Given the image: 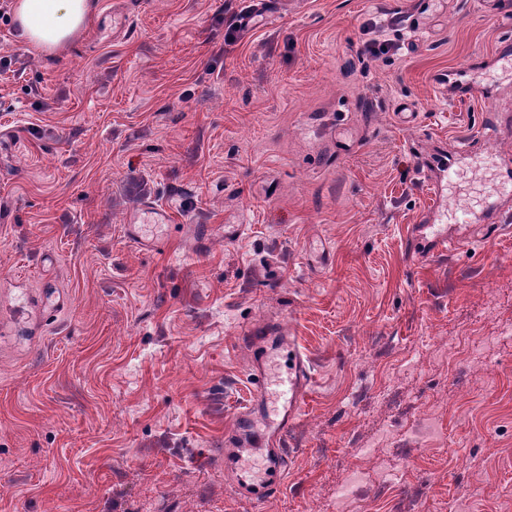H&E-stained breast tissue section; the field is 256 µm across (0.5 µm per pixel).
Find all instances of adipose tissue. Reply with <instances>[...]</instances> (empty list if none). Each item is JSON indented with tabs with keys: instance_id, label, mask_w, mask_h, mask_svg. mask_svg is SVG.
<instances>
[{
	"instance_id": "obj_1",
	"label": "adipose tissue",
	"mask_w": 512,
	"mask_h": 512,
	"mask_svg": "<svg viewBox=\"0 0 512 512\" xmlns=\"http://www.w3.org/2000/svg\"><path fill=\"white\" fill-rule=\"evenodd\" d=\"M91 0H15L21 37L31 46L52 53L87 21Z\"/></svg>"
}]
</instances>
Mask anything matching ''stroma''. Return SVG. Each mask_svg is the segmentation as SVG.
Listing matches in <instances>:
<instances>
[{"mask_svg":"<svg viewBox=\"0 0 512 512\" xmlns=\"http://www.w3.org/2000/svg\"><path fill=\"white\" fill-rule=\"evenodd\" d=\"M91 0L55 54L0 0V512H315L374 444L428 502L512 497V222L418 258L409 234L459 141L512 167V23L484 0ZM250 20L237 44L228 20ZM380 27L391 49H359ZM491 94L453 101L441 72ZM168 209L164 252L127 212ZM248 226L225 243L224 226ZM315 379L277 496L240 497L224 435L253 400L255 330ZM499 363L470 371L469 351ZM457 395L455 405L443 393ZM434 412L448 444L403 452Z\"/></svg>","mask_w":512,"mask_h":512,"instance_id":"1","label":"stroma"}]
</instances>
